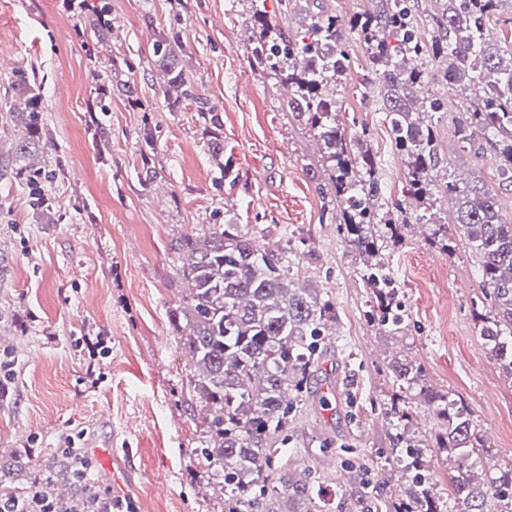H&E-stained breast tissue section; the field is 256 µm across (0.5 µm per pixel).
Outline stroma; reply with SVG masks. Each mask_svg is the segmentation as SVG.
<instances>
[{
	"mask_svg": "<svg viewBox=\"0 0 512 512\" xmlns=\"http://www.w3.org/2000/svg\"><path fill=\"white\" fill-rule=\"evenodd\" d=\"M114 32L89 59L75 20L58 0H0V53L34 66L43 116L57 151L47 185L51 213L33 209L27 188L0 176V354L14 381L0 394V496L34 491L69 439L108 441L116 457L106 471L94 449L89 481L137 512H221L220 493L198 464L204 412L189 387L190 365L170 314L186 293L174 243L213 211L259 243L288 249L302 280L335 305L328 354L314 379L321 404L292 424L284 458L311 470L325 501L351 493V464L387 494L407 484L389 465L392 356L423 364L426 382L464 399L477 435L498 429L488 459L475 469L512 465V384L481 346L473 299L477 259L431 244V227L407 213L403 238L389 244V270L406 317L403 335L368 322L369 291L345 247L336 211L310 166L317 142L282 109L286 90L251 61L247 0H109ZM174 28L183 68L224 114V154L237 171L217 187L196 106L170 108L153 59L152 31ZM352 79L334 94L348 134L367 130L383 195L402 197L404 164L378 96L361 97L355 78L366 66L356 31L345 34ZM128 59L142 109L129 107L123 77L109 57ZM108 86L112 110L103 136L89 127L96 85ZM450 155L449 178L480 168L497 189L492 156L474 161L453 137L454 115L431 117ZM159 177L140 182L141 158ZM105 335L108 350L76 348L83 335Z\"/></svg>",
	"mask_w": 512,
	"mask_h": 512,
	"instance_id": "obj_1",
	"label": "stroma"
}]
</instances>
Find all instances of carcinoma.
Here are the masks:
<instances>
[{
  "mask_svg": "<svg viewBox=\"0 0 512 512\" xmlns=\"http://www.w3.org/2000/svg\"><path fill=\"white\" fill-rule=\"evenodd\" d=\"M278 2L280 20L273 21L266 0H249L252 58L291 88L285 111L319 142L317 167L334 197L343 242L358 257L360 279L370 289L369 320L390 335L403 329L405 318L394 305L397 288L384 251L388 242L402 237L407 224L397 219L402 201L390 207L379 202L375 158L363 139L346 133L329 93L351 75V57L343 47L347 29L361 32L366 44L369 69L359 86H381V110L405 164L407 197L426 209L443 195L457 200L452 223L463 230L480 262V294L474 304L489 311L480 331L483 347L512 383V219L503 217L501 195L481 177L461 184L442 177L448 153L432 123L425 121L428 111L443 108L432 98V84L471 89L456 115V139L477 159L495 156L499 191L512 193V39L493 43L484 29L502 0H441L442 8L423 22L408 0H375L370 12L348 20L325 11L323 0ZM299 7L312 19L308 36L301 38L288 30ZM93 13L88 18L79 12L75 33L95 58L112 37L113 24L107 4ZM178 45L172 30L154 31V62L165 77V97L172 107L183 100L195 102L219 181L232 185L233 162L222 161L224 115L185 76ZM424 56L440 60L442 67L429 74L409 65ZM42 90L31 70L20 67L13 73L9 110L20 117L23 130L14 156H0V168L16 171L32 205L47 211L52 206L43 186L53 173L36 156L51 153L56 145L43 122ZM109 94V88L99 87L90 106L98 132L110 112ZM432 236L442 250H452L448 222L435 223ZM174 250L177 275L190 288L170 322L189 353L190 387L206 411L200 464L207 479L220 487L222 512H279V499L288 501L287 512H325L312 473L293 472L278 462L290 424L306 410L317 366L327 355L322 336L326 323L336 319L332 304L300 286L287 250L256 243L231 219L197 225L177 239ZM387 376L394 389L392 460L414 473L412 484L406 495L392 498L362 477L350 497L339 498L338 512H444L433 493L434 473L425 466L427 447L409 435L412 407L406 398L416 388L420 402L444 425L433 447L453 463L448 499L454 512H485L490 496L499 501L497 512H512V468L501 467L480 480L470 464L471 456L486 446L472 429L468 404L425 386L424 368L413 360L393 357Z\"/></svg>",
  "mask_w": 512,
  "mask_h": 512,
  "instance_id": "cac0c4a2",
  "label": "carcinoma"
}]
</instances>
